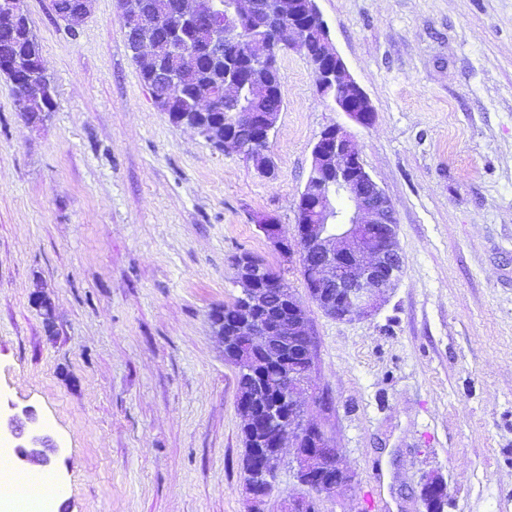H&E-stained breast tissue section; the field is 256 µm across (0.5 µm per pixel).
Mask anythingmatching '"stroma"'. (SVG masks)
<instances>
[{
  "label": "stroma",
  "instance_id": "35a3bbf8",
  "mask_svg": "<svg viewBox=\"0 0 512 512\" xmlns=\"http://www.w3.org/2000/svg\"><path fill=\"white\" fill-rule=\"evenodd\" d=\"M375 111L352 132L397 218L401 272L372 315L327 316L296 234L322 131L347 124L300 49L280 62L275 174L173 125L126 46L118 0L72 26L24 0L55 107L36 127L0 75V414L34 409L66 512H284L305 492L285 448L262 508L246 493L237 369L210 314L234 259L280 271L314 341L301 395L351 482L318 512H512V0H317ZM52 303L47 332L31 303Z\"/></svg>",
  "mask_w": 512,
  "mask_h": 512
}]
</instances>
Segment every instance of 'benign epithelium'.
Listing matches in <instances>:
<instances>
[{
  "mask_svg": "<svg viewBox=\"0 0 512 512\" xmlns=\"http://www.w3.org/2000/svg\"><path fill=\"white\" fill-rule=\"evenodd\" d=\"M267 0H171L161 20L165 22L169 48L177 50L182 31L201 33L205 39L197 47L202 59L215 60L224 56V44L239 43L245 53L260 67L273 73L277 69L278 52L261 37L256 27L269 22L288 20L282 29L280 46L290 50L299 46L306 57L317 58L316 85L323 98L361 126L371 124L374 108L366 93L358 86L337 53L330 29L319 12L316 0H277L278 12L272 16ZM90 7L89 0L75 5L72 0H54L58 16L71 21L82 18ZM127 39L134 43L135 54L152 55L155 43L149 40L150 30L158 23L140 8L121 6ZM25 12L20 0L0 3V23L13 28ZM316 32L310 39L306 30ZM148 87L154 100L167 109H176L178 100L176 74L168 65L158 62L148 76ZM258 92L250 81L234 72L226 73L224 86L209 97L198 100L197 111L202 115L224 104L238 106L244 89ZM272 97L270 87L261 90ZM280 111L227 112L224 137L216 139L205 119L195 122L180 120L219 152L234 150L245 154L264 176L272 175L267 163L266 148ZM248 123L254 129L251 139L241 137L237 127ZM259 229L280 256L288 260L299 253L300 260L312 274L311 288H326L330 293V316H336L339 302L347 304L343 317L356 312L371 315L392 287L401 271L400 252L392 242L396 231L394 208L377 182L365 168L353 135L340 125L327 127L312 150L309 177L297 202V223L300 234L296 241L288 240L281 225L271 215L256 219ZM237 296L238 329L225 335L221 322L212 323L215 335L224 344V353L237 352L234 337L244 336L242 347H265L272 337L288 345V354L266 365L256 388L266 398H244L238 401L244 425L253 442L252 466L248 472L246 490L254 505H261L270 495L277 469L273 457L281 454L288 443L296 448V477L317 495L330 494L346 485L350 477L341 474L323 478L314 468L317 459L333 454L320 429L305 423L297 424L288 414V397L297 385L301 364L306 355L305 344L292 338L312 335L302 305L282 282L269 276L267 266L248 254L234 260ZM23 441L17 458L30 466H45L47 451L53 448L51 438L41 433L34 411L25 418L12 416L0 432Z\"/></svg>",
  "mask_w": 512,
  "mask_h": 512,
  "instance_id": "obj_1",
  "label": "benign epithelium"
}]
</instances>
